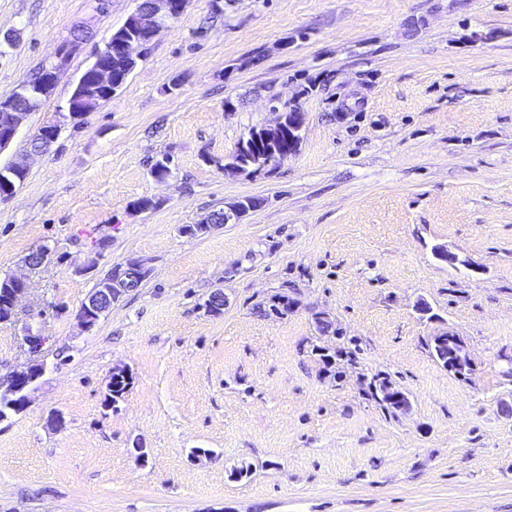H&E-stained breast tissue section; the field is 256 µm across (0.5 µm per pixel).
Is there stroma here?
<instances>
[{"label":"stroma","instance_id":"1","mask_svg":"<svg viewBox=\"0 0 512 512\" xmlns=\"http://www.w3.org/2000/svg\"><path fill=\"white\" fill-rule=\"evenodd\" d=\"M138 2L0 0V36H18L0 98L72 28L92 32L0 151L28 168L0 200V277L53 250L22 302L45 373L0 422V512H512V0H188L110 101L28 156ZM293 109L294 153L225 174ZM245 198L257 207L186 234ZM129 259L149 270L138 293L81 330L82 302ZM444 333L465 342L467 379L431 356ZM347 338L358 352L328 372L315 347ZM117 368L133 382L111 404ZM378 374L407 410L377 402Z\"/></svg>","mask_w":512,"mask_h":512}]
</instances>
